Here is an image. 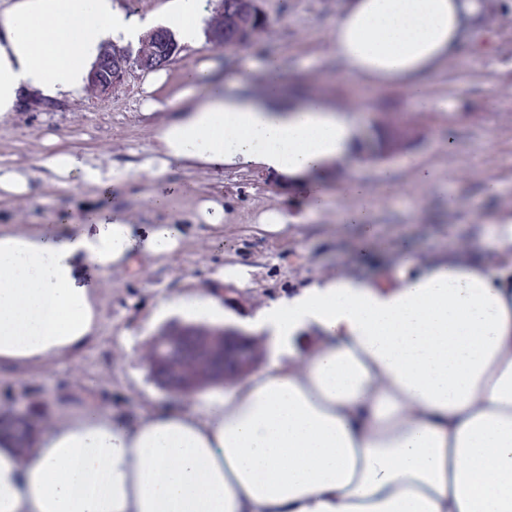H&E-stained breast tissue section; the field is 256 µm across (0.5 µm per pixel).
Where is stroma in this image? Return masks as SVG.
Segmentation results:
<instances>
[{"label": "stroma", "instance_id": "1", "mask_svg": "<svg viewBox=\"0 0 512 512\" xmlns=\"http://www.w3.org/2000/svg\"><path fill=\"white\" fill-rule=\"evenodd\" d=\"M503 2L502 14L471 31L470 50L428 76V95L419 103L408 102L394 88L353 82L338 68L327 32L342 0H259L268 26L254 47L227 50L207 41L198 51L181 50L168 65V80L157 92L161 99L177 90L184 66L208 58L224 61L226 71L246 74L254 88L274 80L286 91L319 94L354 109L363 137L389 122L406 128L410 141L405 148L358 167L371 188L375 229L363 256L355 249L360 225L342 219L349 205L342 193L349 175L345 169L331 180L329 205L314 213L292 192L270 190L258 170L176 163L162 180L171 196L169 207L146 206L142 195L149 185L140 165L152 156L156 134L173 111L142 114L145 73L139 69H132L109 96L89 94L55 105L31 102L1 121V168L34 167L45 150L44 139L51 137L57 148L127 172L128 180L112 187L111 205L140 233L186 213L188 186L222 197L231 212L220 228L198 226L168 257L144 254L136 267H116L105 275L81 262L82 279L101 312L97 338L74 357L1 369L0 419L19 408L35 409L39 434L97 403L137 420L164 397L142 359L148 337L189 321L180 313L158 318L160 302L208 294L223 266L250 270L246 283H224L242 297L232 314L243 320L318 278L381 276L397 265L402 247L425 261L453 249L476 248L489 263H501L492 228L512 219V0ZM270 55L281 60L274 75L263 69ZM490 178L499 187L491 199L485 196ZM32 183L29 197L0 199V231L26 235L48 228L64 237L75 230L71 215L95 200L93 189L81 183L60 189L38 175ZM273 208L291 218L279 234L254 222L257 212Z\"/></svg>", "mask_w": 512, "mask_h": 512}]
</instances>
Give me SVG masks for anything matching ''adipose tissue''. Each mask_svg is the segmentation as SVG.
Masks as SVG:
<instances>
[{
  "mask_svg": "<svg viewBox=\"0 0 512 512\" xmlns=\"http://www.w3.org/2000/svg\"><path fill=\"white\" fill-rule=\"evenodd\" d=\"M479 0H344L330 32L344 72L411 100L470 34ZM205 0H167L161 22L188 49L204 40ZM149 25L119 0H7L0 9V120L30 99L85 97L103 46ZM176 117L143 165L149 205L170 163L254 167L327 205V179L358 149L344 107L209 62L184 68ZM37 165L49 182L109 192L121 178L73 151ZM196 196L180 224L135 241L124 213L82 210L62 242L0 234V367L36 366L94 340L99 309L76 273L137 249L178 251L191 228L224 223ZM269 356L181 408L136 421L88 405L16 448L0 437V512H512V266L465 252L424 263L401 251L379 281L318 279L259 313Z\"/></svg>",
  "mask_w": 512,
  "mask_h": 512,
  "instance_id": "ef3b65f1",
  "label": "adipose tissue"
}]
</instances>
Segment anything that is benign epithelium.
<instances>
[{
    "instance_id": "obj_1",
    "label": "benign epithelium",
    "mask_w": 512,
    "mask_h": 512,
    "mask_svg": "<svg viewBox=\"0 0 512 512\" xmlns=\"http://www.w3.org/2000/svg\"><path fill=\"white\" fill-rule=\"evenodd\" d=\"M152 66L154 63L141 53L134 58L127 54L114 58L109 51L103 57L100 68L94 73L92 91L98 97L107 96L125 81L132 68L145 69ZM185 335L198 336L202 347L220 352L224 359V368L201 376L197 373L193 360L187 358L183 363L182 374L165 386V391L172 394L190 396L210 386H224L254 369L264 357L257 338L241 329L224 326L220 329L191 330L183 327L169 333L173 339Z\"/></svg>"
}]
</instances>
